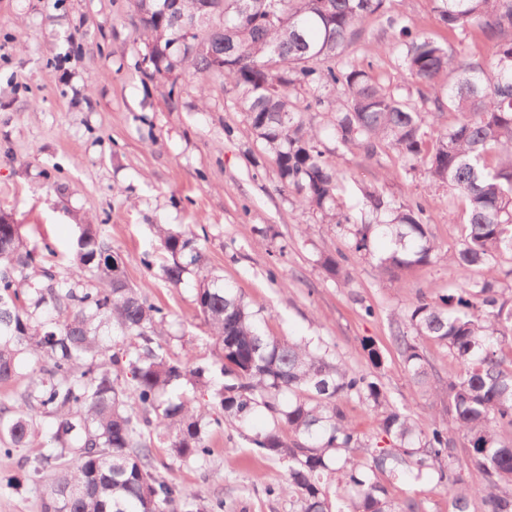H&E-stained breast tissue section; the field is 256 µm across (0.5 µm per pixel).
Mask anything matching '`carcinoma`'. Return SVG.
I'll use <instances>...</instances> for the list:
<instances>
[{"label":"carcinoma","instance_id":"obj_1","mask_svg":"<svg viewBox=\"0 0 512 512\" xmlns=\"http://www.w3.org/2000/svg\"><path fill=\"white\" fill-rule=\"evenodd\" d=\"M390 2L179 0L176 15L165 13L167 0H135V7L157 75L212 73L211 57H224V83L281 184L336 225L353 255H372L381 237L388 246L379 268L394 275L431 264L437 246L416 200L366 190L358 213L345 211L324 129L336 148L368 159L394 150L463 200V239L448 264L468 287L422 296L392 322L411 384H431L426 339L461 365L440 383L448 422L389 409L380 431L395 444H363L341 403L357 396L381 406L380 383L343 367L328 348L264 334L242 297L211 273L202 275L196 303L224 383L201 402L183 386L206 369L157 341L169 314L131 283L99 225H79L75 271L62 276L37 265L18 225L0 224V385L21 375L22 355L47 361L28 374L19 400L0 401V439L8 453L34 436V416L53 419L38 459L50 470L42 512H181L179 502L195 512L193 493L156 476L153 448L205 459L210 425L243 423L259 407L272 426L250 441L259 455L288 465L281 491L299 496L302 512H419L412 498L393 500L381 476L434 478L455 512H476L477 503L484 512H512V306L492 276L497 260L512 255V0H430L446 43L390 15ZM375 15L386 18L391 39L370 43V51L394 55L411 91L344 56ZM183 22L195 24L196 44L178 43ZM474 38L493 52L475 56ZM310 112L325 115L326 127L308 119ZM447 112L455 116L448 125ZM156 230L167 254L163 275L177 286L200 269L198 235L163 224ZM345 260L324 256L321 266L346 282ZM35 279L41 287L23 291ZM456 435L464 463L455 455ZM466 464L479 483L466 482ZM332 474L339 475L337 505L325 487Z\"/></svg>","mask_w":512,"mask_h":512}]
</instances>
